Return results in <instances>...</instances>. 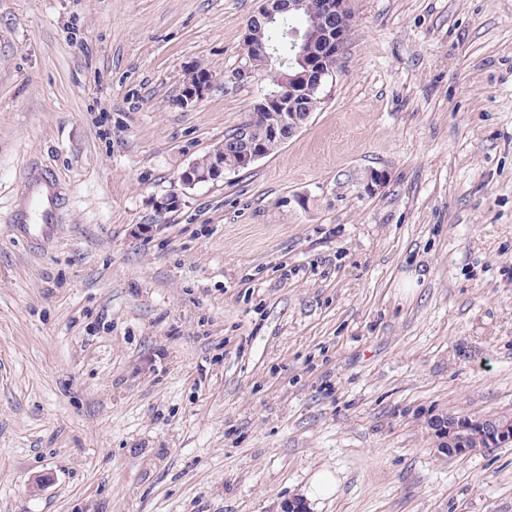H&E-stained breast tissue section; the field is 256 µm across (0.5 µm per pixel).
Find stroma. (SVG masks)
Listing matches in <instances>:
<instances>
[{"instance_id":"stroma-1","label":"stroma","mask_w":512,"mask_h":512,"mask_svg":"<svg viewBox=\"0 0 512 512\" xmlns=\"http://www.w3.org/2000/svg\"><path fill=\"white\" fill-rule=\"evenodd\" d=\"M257 8L0 0V512H512V444L424 426L512 413V0H354L304 128L158 214ZM212 82V75L205 74L201 77L196 76V71L192 72L191 78L185 84L182 95L181 102L183 105H191L202 99L204 97L206 91H208ZM458 417L432 414L427 418V428L437 439L438 448L435 449L439 455L476 453L489 446L512 443L511 414L494 417L469 415L466 420Z\"/></svg>"}]
</instances>
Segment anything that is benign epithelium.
<instances>
[{
  "instance_id": "benign-epithelium-1",
  "label": "benign epithelium",
  "mask_w": 512,
  "mask_h": 512,
  "mask_svg": "<svg viewBox=\"0 0 512 512\" xmlns=\"http://www.w3.org/2000/svg\"><path fill=\"white\" fill-rule=\"evenodd\" d=\"M352 0H320V14L303 28L285 26L291 16L304 13L305 0H260L250 18L244 41L250 53L274 60L281 66L278 91L262 96L254 106L253 117L272 108L283 112V123L269 130L268 136L281 144L293 137L309 120V112L288 110V101L299 98L300 89L319 95L337 67L354 22ZM282 27L281 41H258L255 30L263 26ZM212 82V75H191L185 84L181 102L191 105L202 99ZM252 126L241 128L234 142H220L209 151L210 164L200 168L189 164L179 175V188L155 202L156 211L165 213L180 206L186 190L198 184L214 182L226 175L224 156L237 155V166L248 167L267 156L263 146L253 142ZM427 428L435 435L438 454L463 455L483 448L512 443V415L481 417L469 415L461 420L443 414L427 418Z\"/></svg>"
}]
</instances>
